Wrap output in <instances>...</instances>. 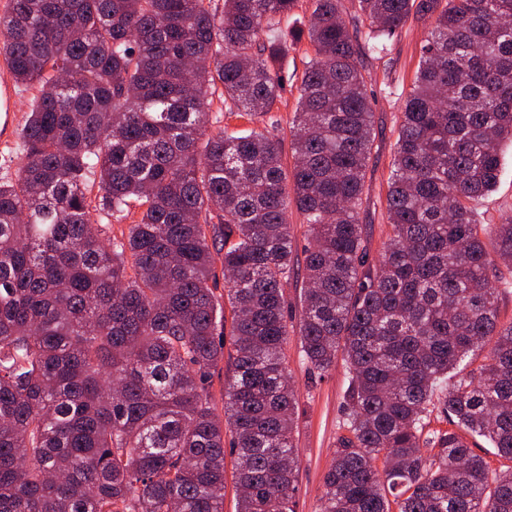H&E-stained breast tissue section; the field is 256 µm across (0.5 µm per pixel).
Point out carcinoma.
<instances>
[{
  "label": "carcinoma",
  "instance_id": "cac0c4a2",
  "mask_svg": "<svg viewBox=\"0 0 512 512\" xmlns=\"http://www.w3.org/2000/svg\"><path fill=\"white\" fill-rule=\"evenodd\" d=\"M298 2L9 0L0 15L11 76L37 89L24 160L0 182V512H224L227 434L237 512H294L299 276L302 360L348 372L321 512H512V465L491 469L469 443L512 462L496 286L512 217L476 218L512 140V0H311L305 33L281 25ZM411 18L430 29L375 257L363 70ZM304 35L315 56L289 171L274 63ZM218 89L227 117L271 129L208 133ZM91 185L119 218L142 208L126 237L90 223ZM292 206L310 238L299 271ZM218 262L235 350L221 415ZM436 410L452 429L425 431Z\"/></svg>",
  "mask_w": 512,
  "mask_h": 512
}]
</instances>
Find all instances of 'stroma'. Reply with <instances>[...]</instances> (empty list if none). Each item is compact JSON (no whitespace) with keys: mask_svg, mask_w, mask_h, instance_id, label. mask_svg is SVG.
I'll list each match as a JSON object with an SVG mask.
<instances>
[{"mask_svg":"<svg viewBox=\"0 0 512 512\" xmlns=\"http://www.w3.org/2000/svg\"><path fill=\"white\" fill-rule=\"evenodd\" d=\"M426 31V24L409 20L392 47L390 63L374 61L365 71L367 90L372 96L375 142L365 182L369 206L362 222L370 249L375 254L381 251L391 232L385 216L387 181L400 113L415 79ZM313 54L314 48L305 38L276 63L285 83L273 116L283 138L291 136L290 123L298 106L302 72ZM477 213L483 224H495L512 215L511 145H504L497 185L478 206ZM299 350L297 336H289L285 352L298 398L295 445L299 490L295 512H319L323 476L332 462V452L340 433L339 420L348 379L341 363L325 376L314 377L301 362Z\"/></svg>","mask_w":512,"mask_h":512,"instance_id":"stroma-1","label":"stroma"}]
</instances>
